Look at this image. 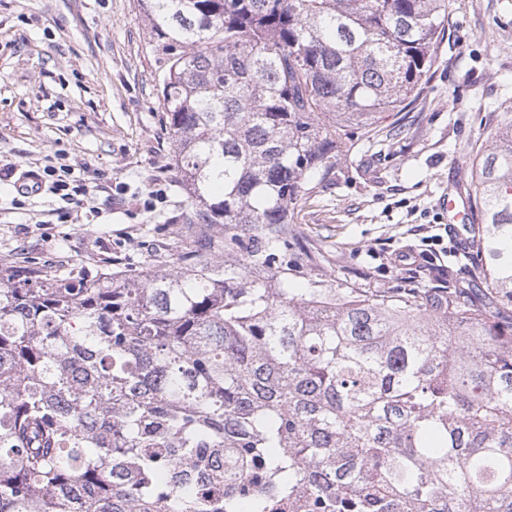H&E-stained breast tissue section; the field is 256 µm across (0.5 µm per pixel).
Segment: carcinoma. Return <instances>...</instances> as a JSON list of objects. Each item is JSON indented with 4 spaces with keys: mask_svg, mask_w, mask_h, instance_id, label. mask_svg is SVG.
Listing matches in <instances>:
<instances>
[{
    "mask_svg": "<svg viewBox=\"0 0 512 512\" xmlns=\"http://www.w3.org/2000/svg\"><path fill=\"white\" fill-rule=\"evenodd\" d=\"M138 4L202 244L0 268V512H512V117L470 155L463 281L332 286L289 218L424 92L448 0Z\"/></svg>",
    "mask_w": 512,
    "mask_h": 512,
    "instance_id": "cac0c4a2",
    "label": "carcinoma"
}]
</instances>
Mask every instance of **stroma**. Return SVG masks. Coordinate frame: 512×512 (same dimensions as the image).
<instances>
[{
    "label": "stroma",
    "mask_w": 512,
    "mask_h": 512,
    "mask_svg": "<svg viewBox=\"0 0 512 512\" xmlns=\"http://www.w3.org/2000/svg\"><path fill=\"white\" fill-rule=\"evenodd\" d=\"M448 29L423 94L374 131H352L331 178L294 207L299 240L334 277L395 290L464 272L437 201L469 185L470 151L489 120L512 114V0H452ZM152 38L137 0H0V167L22 174L62 150L97 186L78 209L96 210L91 223L51 224L56 196L19 209L1 181L0 264L180 267L192 202L171 160Z\"/></svg>",
    "instance_id": "1"
}]
</instances>
